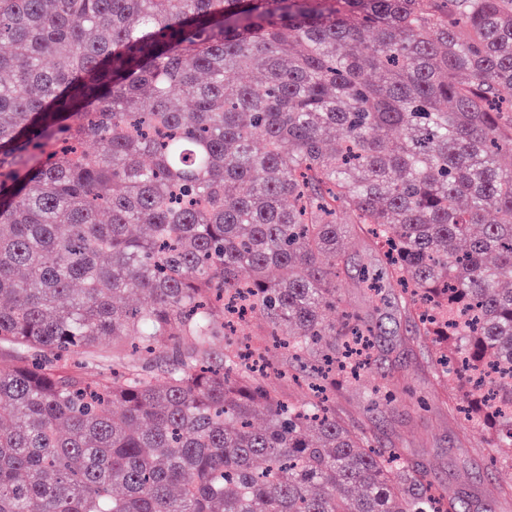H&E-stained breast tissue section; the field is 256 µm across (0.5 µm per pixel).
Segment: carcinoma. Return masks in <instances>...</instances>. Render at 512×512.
Masks as SVG:
<instances>
[{
  "label": "carcinoma",
  "mask_w": 512,
  "mask_h": 512,
  "mask_svg": "<svg viewBox=\"0 0 512 512\" xmlns=\"http://www.w3.org/2000/svg\"><path fill=\"white\" fill-rule=\"evenodd\" d=\"M507 91L512 0H0V512H470L326 390L370 371L362 237L512 448ZM346 250L351 254V276H355L360 266H369L380 269L381 256L369 247L368 242L362 238H348L344 241Z\"/></svg>",
  "instance_id": "obj_1"
}]
</instances>
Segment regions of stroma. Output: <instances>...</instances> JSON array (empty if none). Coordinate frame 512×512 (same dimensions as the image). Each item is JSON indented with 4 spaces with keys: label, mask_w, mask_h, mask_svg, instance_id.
<instances>
[{
    "label": "stroma",
    "mask_w": 512,
    "mask_h": 512,
    "mask_svg": "<svg viewBox=\"0 0 512 512\" xmlns=\"http://www.w3.org/2000/svg\"><path fill=\"white\" fill-rule=\"evenodd\" d=\"M339 293L366 322L383 327L374 344L373 375L393 382L397 399L374 405L361 387L343 385L334 399L337 412L397 449L436 487L468 497L474 512H512V469L491 466L495 449L468 432L455 404L443 397L433 367L436 348L416 335L396 293L386 291L374 301L350 278Z\"/></svg>",
    "instance_id": "1"
}]
</instances>
